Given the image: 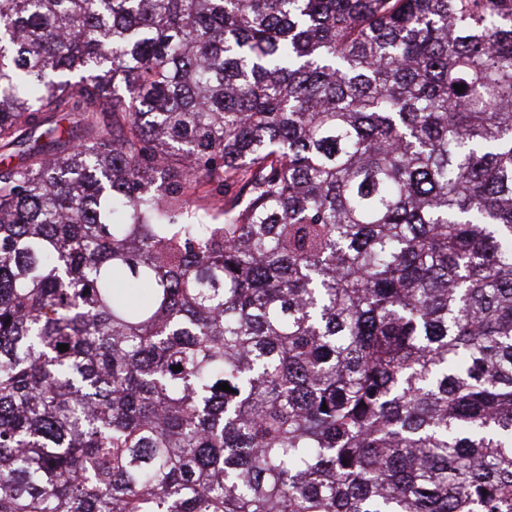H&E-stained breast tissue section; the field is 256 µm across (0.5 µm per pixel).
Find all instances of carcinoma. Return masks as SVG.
I'll use <instances>...</instances> for the list:
<instances>
[{"label": "carcinoma", "mask_w": 512, "mask_h": 512, "mask_svg": "<svg viewBox=\"0 0 512 512\" xmlns=\"http://www.w3.org/2000/svg\"><path fill=\"white\" fill-rule=\"evenodd\" d=\"M0 512H512V0H0Z\"/></svg>", "instance_id": "carcinoma-1"}]
</instances>
